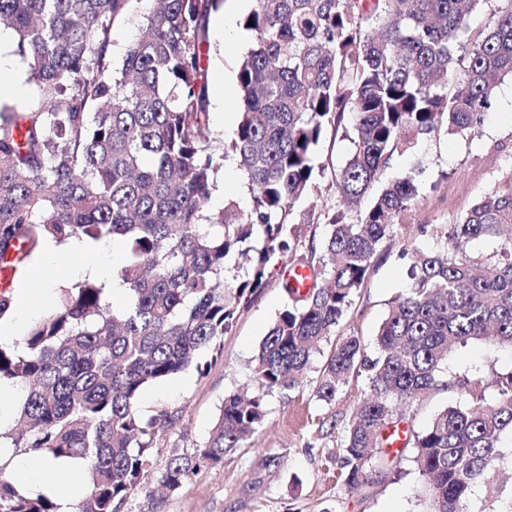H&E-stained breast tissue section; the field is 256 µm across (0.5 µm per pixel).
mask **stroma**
Listing matches in <instances>:
<instances>
[{
	"instance_id": "1",
	"label": "stroma",
	"mask_w": 512,
	"mask_h": 512,
	"mask_svg": "<svg viewBox=\"0 0 512 512\" xmlns=\"http://www.w3.org/2000/svg\"><path fill=\"white\" fill-rule=\"evenodd\" d=\"M252 0L239 5L232 31L211 27L210 94H223L224 112H210L214 136L231 140L237 125L236 75L253 46V34L242 19ZM351 149L348 139L327 132L318 147L312 199L318 214L339 206L332 188L333 174ZM512 168V79L499 85L482 124L468 138L446 133L421 136L414 152L394 154L385 177L409 176L419 188L417 200L404 216L395 238L382 245L367 285L339 328L343 336H358L374 348L376 333L390 302L410 284L411 248H429L433 234L443 224L464 215L484 193L498 185ZM221 188L212 208L235 201L241 209L251 205L248 185L234 160H225L219 172ZM289 304L279 276L269 277L248 309L241 312L232 332L225 336L221 357L199 374L195 367L147 386L137 406L143 419L160 410L178 413L175 424L154 439L151 472L133 492L120 512H426L422 478L410 459L400 463V477L383 476L369 468V481L350 490L336 479L340 440L322 429L324 417L348 413L366 389L365 378L350 380L332 405L316 400L313 390L324 355L336 344L328 337L314 354L311 369L300 390L270 391L265 396L267 416L253 445L238 449L221 466L203 468L173 493L161 491L160 473L171 451L193 452L208 437L224 396L236 391H259L251 360L262 339ZM512 370V349L484 339H474L449 354L442 372L452 376L479 374L493 377ZM468 396L455 391L432 393L404 413V428L423 429L439 411L468 405Z\"/></svg>"
}]
</instances>
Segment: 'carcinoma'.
Segmentation results:
<instances>
[{
    "label": "carcinoma",
    "mask_w": 512,
    "mask_h": 512,
    "mask_svg": "<svg viewBox=\"0 0 512 512\" xmlns=\"http://www.w3.org/2000/svg\"><path fill=\"white\" fill-rule=\"evenodd\" d=\"M489 1L490 26L472 31L471 15ZM129 2L0 0V30L12 32L36 87L33 101L0 103V266L18 279L48 238L124 246L112 277L126 286L125 307H111L105 284L84 280L61 290L22 349L0 345V381L21 393L0 441L82 461L89 491L75 512H120L148 476L153 438L177 412L143 420L142 391L191 365L205 374L200 355L221 356L270 267L307 268L308 291L281 281L291 304L253 358L262 391L226 395L203 446L172 455L159 482L174 492L251 443L265 420L264 391L301 385L418 196L409 176L380 184L390 157L423 134L470 135L512 78V0H254L243 21L254 47L237 72L236 134L214 149L210 18L223 0H152L117 68L110 33ZM330 129L352 143L334 173L337 193L370 201L355 220L345 208L327 213L326 236L317 246L310 235L303 253L315 212L296 204ZM229 157L252 193L246 212L209 210ZM438 235L437 247L412 250L410 287L391 302L376 354L356 336L337 338L314 396L330 405L350 378L365 376L367 392L351 411L322 420L340 435L344 486L366 483L373 460L386 470L410 450L428 512H468L473 485L495 501L501 494L496 462L512 434V371L488 381L442 379L440 369L473 339L512 347V169ZM488 235L499 239L494 253L460 250ZM231 266L244 273L225 278ZM442 389L470 403L440 411L393 447L388 432L403 409ZM57 510L0 475V512Z\"/></svg>",
    "instance_id": "1"
}]
</instances>
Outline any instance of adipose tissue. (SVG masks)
Returning <instances> with one entry per match:
<instances>
[{
  "instance_id": "obj_1",
  "label": "adipose tissue",
  "mask_w": 512,
  "mask_h": 512,
  "mask_svg": "<svg viewBox=\"0 0 512 512\" xmlns=\"http://www.w3.org/2000/svg\"><path fill=\"white\" fill-rule=\"evenodd\" d=\"M71 257V278L108 279L112 258L100 254L98 246L83 240L73 239L59 245L47 242L37 265L42 274H49L64 257ZM0 460L12 463L16 487L20 493H43L49 495L58 506V512H73V500L82 494L84 487L78 479L80 461L74 459L48 460L40 456L15 457L11 448L0 447Z\"/></svg>"
}]
</instances>
